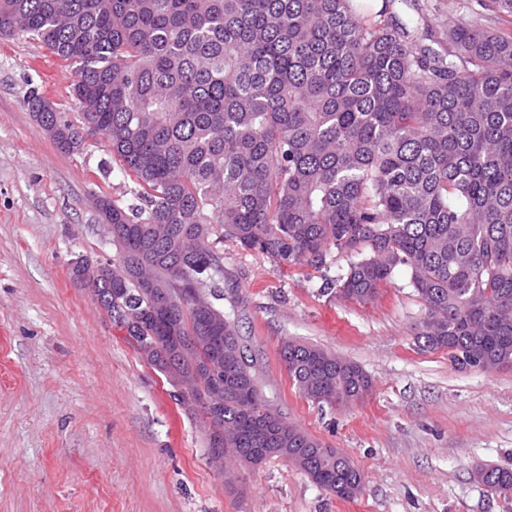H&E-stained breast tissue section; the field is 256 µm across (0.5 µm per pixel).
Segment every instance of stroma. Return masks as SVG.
<instances>
[{"label": "stroma", "mask_w": 512, "mask_h": 512, "mask_svg": "<svg viewBox=\"0 0 512 512\" xmlns=\"http://www.w3.org/2000/svg\"><path fill=\"white\" fill-rule=\"evenodd\" d=\"M478 0H393L388 13L444 42L477 19ZM74 73L38 41L0 38V512H512V499L475 479L479 465L512 468V365L458 371L444 351L417 349L425 310L406 269L374 301L324 291L349 258L277 265L227 241L224 314L263 363L266 400L362 473L342 501L280 458L225 486L200 418L127 343L78 259L115 253L96 197L130 198L132 182L101 141L61 153L25 102L40 87L68 119ZM294 337L360 365L373 388L347 408L304 398L278 354Z\"/></svg>", "instance_id": "1"}]
</instances>
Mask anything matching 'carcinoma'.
<instances>
[{
    "instance_id": "cac0c4a2",
    "label": "carcinoma",
    "mask_w": 512,
    "mask_h": 512,
    "mask_svg": "<svg viewBox=\"0 0 512 512\" xmlns=\"http://www.w3.org/2000/svg\"><path fill=\"white\" fill-rule=\"evenodd\" d=\"M369 23L350 0H0V36L26 34L74 68L77 122L36 87L27 106L65 154L94 124L138 190L101 211L118 233L112 273L85 283L140 358L199 405L211 457L244 470L288 455L342 500L361 491L346 458L261 393L258 355L224 316L231 240L275 263L348 269L325 284L372 301L396 269L425 316L422 351L458 371L512 362V33L459 23L440 52L407 24ZM512 17V0H479ZM142 265L173 292L158 305ZM300 393L349 405L372 391L358 364L285 337ZM479 482L512 494V469Z\"/></svg>"
}]
</instances>
